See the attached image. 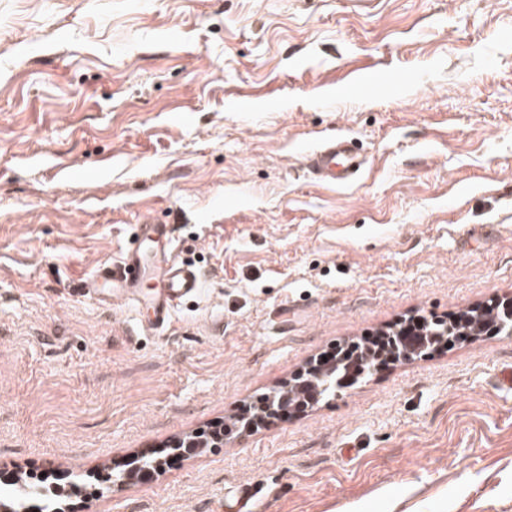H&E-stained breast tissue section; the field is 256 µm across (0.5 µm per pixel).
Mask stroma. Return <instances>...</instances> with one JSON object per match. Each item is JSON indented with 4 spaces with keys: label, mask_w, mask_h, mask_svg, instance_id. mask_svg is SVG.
Returning a JSON list of instances; mask_svg holds the SVG:
<instances>
[{
    "label": "stroma",
    "mask_w": 512,
    "mask_h": 512,
    "mask_svg": "<svg viewBox=\"0 0 512 512\" xmlns=\"http://www.w3.org/2000/svg\"><path fill=\"white\" fill-rule=\"evenodd\" d=\"M340 134L368 165L326 188ZM147 219L205 279L149 331L85 288ZM507 299L512 0H0V471L93 476L67 512H512V336L119 479L336 341ZM367 163L366 156L348 136L324 138L306 157V166L316 181L329 187L350 185Z\"/></svg>",
    "instance_id": "1"
}]
</instances>
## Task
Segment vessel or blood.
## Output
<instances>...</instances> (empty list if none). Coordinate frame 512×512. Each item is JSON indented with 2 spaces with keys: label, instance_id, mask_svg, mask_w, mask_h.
<instances>
[{
  "label": "vessel or blood",
  "instance_id": "vessel-or-blood-1",
  "mask_svg": "<svg viewBox=\"0 0 512 512\" xmlns=\"http://www.w3.org/2000/svg\"><path fill=\"white\" fill-rule=\"evenodd\" d=\"M306 166L319 183L344 187L365 170L367 159L353 139L334 135L322 139L308 153ZM171 239L170 225L153 222L138 225L134 243L125 246L117 262L102 268L87 283L88 292L103 303L115 296L133 299L142 295L144 278H151L157 287L146 296L152 311L149 324L155 328L165 326L181 300L199 292L202 286L200 272L192 265L176 260ZM159 242L163 243V250L147 256V248Z\"/></svg>",
  "mask_w": 512,
  "mask_h": 512
}]
</instances>
